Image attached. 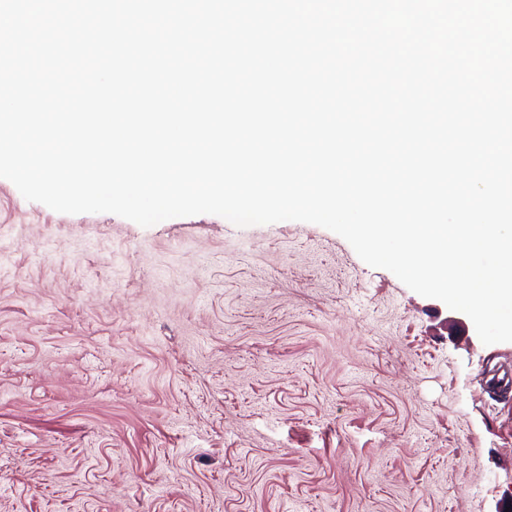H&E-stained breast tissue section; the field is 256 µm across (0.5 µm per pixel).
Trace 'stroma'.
<instances>
[{"instance_id": "obj_1", "label": "stroma", "mask_w": 512, "mask_h": 512, "mask_svg": "<svg viewBox=\"0 0 512 512\" xmlns=\"http://www.w3.org/2000/svg\"><path fill=\"white\" fill-rule=\"evenodd\" d=\"M0 512H503L512 342L338 234L0 178Z\"/></svg>"}]
</instances>
